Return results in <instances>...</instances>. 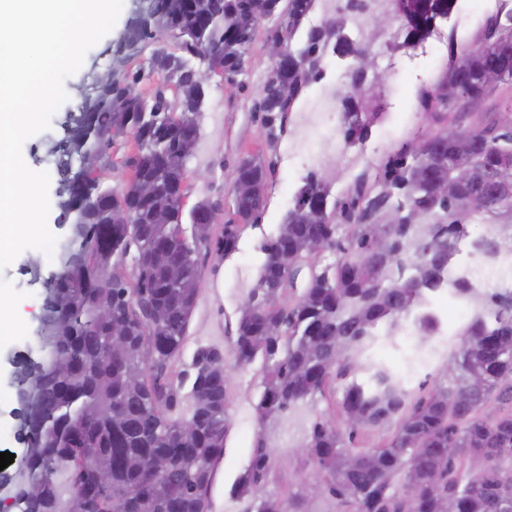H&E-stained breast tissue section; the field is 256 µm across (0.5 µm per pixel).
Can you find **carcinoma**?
Segmentation results:
<instances>
[{"mask_svg": "<svg viewBox=\"0 0 512 512\" xmlns=\"http://www.w3.org/2000/svg\"><path fill=\"white\" fill-rule=\"evenodd\" d=\"M315 0H148L117 42L120 64L156 45L149 76L157 77L145 106L121 93L138 84L141 71L122 69L100 78L77 111L63 122L64 137L49 148L59 175L58 223L74 229L59 255L64 275L49 283L37 331L39 358L16 361L24 394L17 436L25 463L12 473L14 512H78L64 501L56 476L69 488H89L112 498V512H213L210 490L231 426L227 386L230 370L262 359L261 395L254 405L261 428L278 420L297 429L295 444L322 478L321 500L309 504L265 492L273 447L258 435L246 470L234 486L244 512H512V121L449 129L430 152H400L378 176L390 207L374 212L375 199L359 185L349 200L328 204L326 179L316 173L297 190L277 235L261 246L265 255L239 309L229 354L200 347L193 361L188 413L172 417L185 375L173 363L186 339L196 306L202 258L237 250L242 230L265 203L266 167L244 159L235 184L255 188L254 197L233 196L236 223L217 237L185 231L200 202L184 211L185 166L200 135L199 121L182 124L174 108L201 112L206 89L191 78L197 60L227 76L238 73L259 18L277 14L290 47L288 65L265 83L258 111L267 135L284 122L302 90L323 73L329 54L350 56L363 42L345 33L342 19L302 29ZM456 0H415L413 23L402 48L415 47L448 18ZM493 40L448 56L443 82L480 102L485 72L498 69L512 86V13L491 21ZM288 84L290 96L280 97ZM177 91V103L166 92ZM339 133L351 146L383 115L384 103L366 107L351 84L340 87ZM130 134L135 153L125 161L127 183L103 186L112 169L115 137ZM454 189L436 197L434 181ZM481 193L476 209L470 198ZM323 213L317 224L313 209ZM166 209L169 223L152 222ZM375 215L378 233L399 245L384 258L362 224ZM486 217L484 234L469 239L473 217ZM339 252L336 263L316 270L315 240ZM469 241L471 253L499 267L496 286L484 285L476 269L458 281L448 269ZM310 269L297 299L283 255ZM182 264L188 287L175 288L170 273ZM451 292L469 316L446 359L443 378L413 393L384 363L365 354L380 336L393 337L411 324L428 344L442 319L435 301ZM112 309V325L98 309ZM122 335H110V327ZM316 394L334 400L342 424L314 414ZM394 426L372 447L356 440L367 430ZM174 464L175 478L156 481L152 458ZM485 455L488 464L475 466ZM112 473V493L98 480Z\"/></svg>", "mask_w": 512, "mask_h": 512, "instance_id": "cac0c4a2", "label": "carcinoma"}]
</instances>
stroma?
Listing matches in <instances>:
<instances>
[{
    "label": "stroma",
    "mask_w": 512,
    "mask_h": 512,
    "mask_svg": "<svg viewBox=\"0 0 512 512\" xmlns=\"http://www.w3.org/2000/svg\"><path fill=\"white\" fill-rule=\"evenodd\" d=\"M136 4L137 0H123L113 29L88 50L81 68L65 80L68 98L52 116L49 128L25 141L22 155L30 169L55 175L56 169L46 157L48 144L62 137L61 122L66 112L77 109L84 93L109 71L113 44ZM498 9V0H458L437 33L413 49L392 51L394 37L404 34L397 21L369 35L376 71L382 78L380 89L386 110L367 138L352 147L340 141L323 147L322 130L338 127L340 115L316 112L324 92L348 81L354 64L349 57L326 59L322 79L303 89L282 130L269 136L261 129L257 104L270 76L267 41L275 21L259 20L255 39L244 55L241 73L231 82L214 79L207 88L199 119V140L186 163L184 206L189 209L206 200L217 208V225L235 222L231 188L237 166L247 156L269 168L266 202L258 219L242 231L235 253L225 259H206L197 306L183 350L174 364L175 371L189 369L199 347L230 349L240 304L264 259L260 245L277 235L308 173H322L329 181L331 199L343 200L357 180L374 187L378 173L389 158L403 151L416 134L432 136L451 125L466 129L512 116V96H502L497 90L490 92L476 111L459 102L431 109L421 103L422 92L435 90L443 80L449 45H456L461 51L476 48L486 34L488 20L497 15ZM57 268V258L28 249L0 272V306L17 317L14 329L0 336V452L15 455L23 452L15 435L19 403L11 383L13 363L18 357L37 350L42 282ZM436 306L443 318V328L441 335L429 345H422L418 336L409 333L393 340L382 336L369 353L370 359L384 362L399 373L405 386L414 391L423 385L433 386L438 380L463 322L451 296H441ZM260 391L256 368L236 373L231 381L228 411L232 426L213 490L214 512H242L244 507L232 488L248 466L261 431L253 409ZM295 440V435L285 429L277 435V460L266 486L271 495L280 496L288 490L307 491L309 484L318 478L313 464L293 452Z\"/></svg>",
    "instance_id": "obj_1"
}]
</instances>
